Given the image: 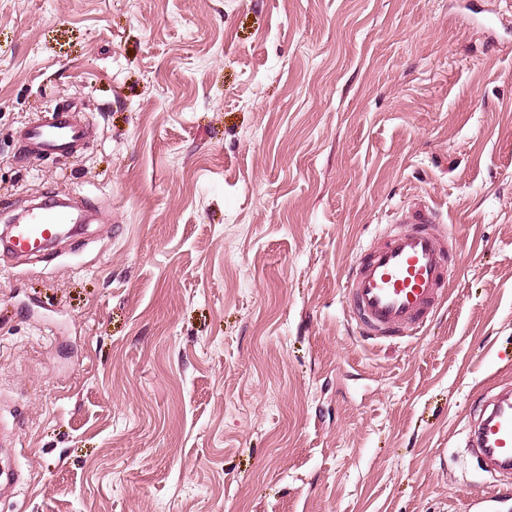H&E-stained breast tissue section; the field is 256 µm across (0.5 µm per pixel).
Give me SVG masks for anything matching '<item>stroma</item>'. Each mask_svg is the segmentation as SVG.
Returning <instances> with one entry per match:
<instances>
[{"label": "stroma", "instance_id": "obj_1", "mask_svg": "<svg viewBox=\"0 0 512 512\" xmlns=\"http://www.w3.org/2000/svg\"><path fill=\"white\" fill-rule=\"evenodd\" d=\"M75 104L76 153L23 126ZM0 512H468L512 383V0H0ZM425 199L461 253L418 335L348 321L355 255ZM63 207L59 202L58 207L47 209L41 203L29 209L18 224L9 225L3 237L4 247L16 256H30L47 249L60 235L75 233L78 224L86 221V215H75ZM487 397L474 427L468 437L466 448L476 457L482 467L504 478L512 475V394L509 384Z\"/></svg>", "mask_w": 512, "mask_h": 512}]
</instances>
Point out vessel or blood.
Listing matches in <instances>:
<instances>
[{
	"instance_id": "1",
	"label": "vessel or blood",
	"mask_w": 512,
	"mask_h": 512,
	"mask_svg": "<svg viewBox=\"0 0 512 512\" xmlns=\"http://www.w3.org/2000/svg\"><path fill=\"white\" fill-rule=\"evenodd\" d=\"M19 137L29 156L71 154L86 137L76 110H55L50 121L22 127ZM86 220L61 208L36 205L9 225L5 248L16 256L47 249L62 234H72ZM457 237L437 227V212L424 200L400 207L388 227L360 248L344 292L349 318L362 336L383 341L419 334L448 295ZM466 448L483 468L502 476L471 504V512H499L504 493L512 490V386L502 385L486 397Z\"/></svg>"
}]
</instances>
